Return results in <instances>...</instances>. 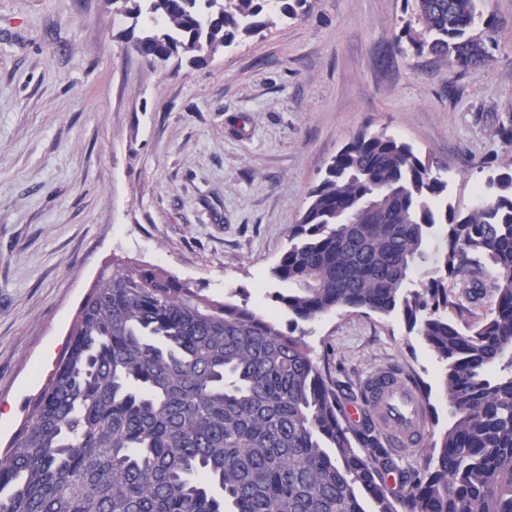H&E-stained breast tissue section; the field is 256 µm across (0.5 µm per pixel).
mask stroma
I'll return each instance as SVG.
<instances>
[{"mask_svg":"<svg viewBox=\"0 0 512 512\" xmlns=\"http://www.w3.org/2000/svg\"><path fill=\"white\" fill-rule=\"evenodd\" d=\"M478 10L497 27L485 67L418 53L411 0H314L203 64L151 67L107 0H0V453L112 255L287 325L270 269L365 128L412 145L443 204L471 210L512 156V0ZM297 333L339 381L409 376L429 430L447 428L443 365L401 312L341 309Z\"/></svg>","mask_w":512,"mask_h":512,"instance_id":"stroma-1","label":"stroma"}]
</instances>
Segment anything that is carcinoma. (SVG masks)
<instances>
[{
    "mask_svg": "<svg viewBox=\"0 0 512 512\" xmlns=\"http://www.w3.org/2000/svg\"><path fill=\"white\" fill-rule=\"evenodd\" d=\"M418 52L489 61L477 0H414ZM309 0H120L130 48L202 64L296 20ZM465 214L412 146L360 132L308 195L271 268L278 307L308 322L341 309L403 313L444 364L451 423L418 469L382 441L373 385L349 397L294 329L218 301L151 264L114 256L82 299L44 388L0 456V512H512V157ZM442 231L434 255L425 240ZM432 263L422 290L411 275ZM463 280L462 295L448 279ZM492 290L490 314L460 324Z\"/></svg>",
    "mask_w": 512,
    "mask_h": 512,
    "instance_id": "cac0c4a2",
    "label": "carcinoma"
}]
</instances>
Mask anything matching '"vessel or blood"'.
<instances>
[{
    "instance_id": "obj_1",
    "label": "vessel or blood",
    "mask_w": 512,
    "mask_h": 512,
    "mask_svg": "<svg viewBox=\"0 0 512 512\" xmlns=\"http://www.w3.org/2000/svg\"><path fill=\"white\" fill-rule=\"evenodd\" d=\"M380 397L375 407L384 433L395 448L419 441L420 423L424 419L422 400L399 380L385 379L380 382Z\"/></svg>"
}]
</instances>
